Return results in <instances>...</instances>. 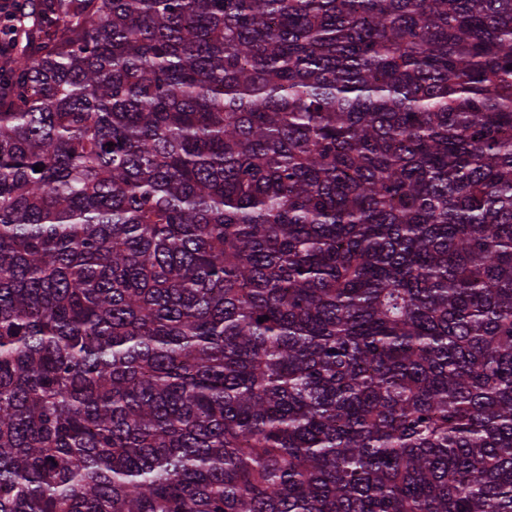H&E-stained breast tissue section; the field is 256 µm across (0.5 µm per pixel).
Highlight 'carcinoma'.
I'll return each instance as SVG.
<instances>
[{
  "instance_id": "carcinoma-1",
  "label": "carcinoma",
  "mask_w": 512,
  "mask_h": 512,
  "mask_svg": "<svg viewBox=\"0 0 512 512\" xmlns=\"http://www.w3.org/2000/svg\"><path fill=\"white\" fill-rule=\"evenodd\" d=\"M22 6L0 512H512V0Z\"/></svg>"
}]
</instances>
